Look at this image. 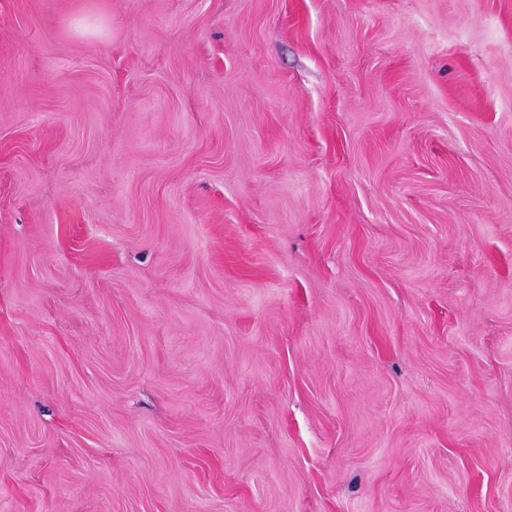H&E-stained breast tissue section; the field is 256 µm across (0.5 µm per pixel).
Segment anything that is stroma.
<instances>
[{
  "label": "stroma",
  "mask_w": 512,
  "mask_h": 512,
  "mask_svg": "<svg viewBox=\"0 0 512 512\" xmlns=\"http://www.w3.org/2000/svg\"><path fill=\"white\" fill-rule=\"evenodd\" d=\"M0 512H512V0H0Z\"/></svg>",
  "instance_id": "35a3bbf8"
}]
</instances>
